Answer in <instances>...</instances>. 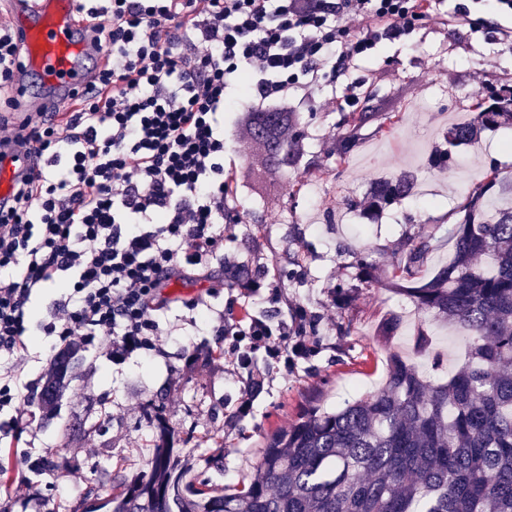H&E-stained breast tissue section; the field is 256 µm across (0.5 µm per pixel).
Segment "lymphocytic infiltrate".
<instances>
[{
  "mask_svg": "<svg viewBox=\"0 0 512 512\" xmlns=\"http://www.w3.org/2000/svg\"><path fill=\"white\" fill-rule=\"evenodd\" d=\"M443 0H77L106 46L92 94L29 118V172L0 206V354L34 333L64 345L108 340L113 364L153 350L178 281L231 273L224 227L241 221L244 158L281 142L301 153L311 111L336 109L355 61L420 25L447 22ZM60 289L33 323L44 290ZM253 382L256 355H306L287 323L216 314ZM23 386L0 376V412L18 442Z\"/></svg>",
  "mask_w": 512,
  "mask_h": 512,
  "instance_id": "obj_1",
  "label": "lymphocytic infiltrate"
}]
</instances>
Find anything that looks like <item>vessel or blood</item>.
Listing matches in <instances>:
<instances>
[{"instance_id":"vessel-or-blood-1","label":"vessel or blood","mask_w":512,"mask_h":512,"mask_svg":"<svg viewBox=\"0 0 512 512\" xmlns=\"http://www.w3.org/2000/svg\"><path fill=\"white\" fill-rule=\"evenodd\" d=\"M14 19V34L22 54L14 88L12 112L20 135L35 112L52 111L55 104L85 97L94 74L104 62V48L79 18L75 0H6ZM38 72L48 81V92L38 104L27 98L25 76ZM29 166L24 150L0 145V202L11 195L14 181Z\"/></svg>"}]
</instances>
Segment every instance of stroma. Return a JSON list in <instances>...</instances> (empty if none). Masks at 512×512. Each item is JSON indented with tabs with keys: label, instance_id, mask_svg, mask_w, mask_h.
<instances>
[{
	"label": "stroma",
	"instance_id": "35a3bbf8",
	"mask_svg": "<svg viewBox=\"0 0 512 512\" xmlns=\"http://www.w3.org/2000/svg\"><path fill=\"white\" fill-rule=\"evenodd\" d=\"M466 5L476 27L457 21L416 28L406 40L379 44L358 59L336 85V109L311 112L302 130L303 157L281 160L269 152L263 170L242 191L241 224L224 229V253L239 262L243 277L263 283L260 293L241 300L223 279L205 285L186 282L177 293L195 295L212 289L211 311H246L278 321L290 319L294 308L307 313L304 323L310 351L292 371L282 362L259 357L263 384L248 381L233 367L229 341L213 335L201 317L174 308L162 320L173 330L171 340L145 357L113 364L109 346L96 342L83 348V361L56 408L31 395L24 404L34 422L19 447L1 448L9 460L8 483L0 487V512H83L88 491L106 497L114 483L148 470L154 432L143 416L154 404L175 429L174 445L191 464L195 486L240 490L259 461L266 439L294 422L304 408L332 409L344 400L372 392L386 372L387 359L396 353L419 365L427 377L445 376L464 355L465 331L425 321L412 300L388 289L386 275L395 255L409 238L433 236L439 249L423 267L432 276L453 254L448 231L456 211L474 189L475 175L489 164L512 174V125L485 133L479 144L449 148L448 123L460 121L477 102L512 91V42L502 33L512 18L500 15L493 0H445L448 10ZM352 112L370 113V120L343 148L342 122ZM336 128L337 141L323 139L322 129ZM451 149L453 167L439 171L428 166L434 150ZM413 172L428 177L439 197L438 205L404 199L366 220L350 201H362L381 177ZM271 191L277 204L262 209L253 192ZM367 252L377 265L374 283L359 279L356 255ZM279 299L270 302V289ZM392 311L404 320L391 336L380 326ZM425 325L440 356L439 365L417 351L414 330ZM215 348L210 357L185 365L184 342ZM57 339L35 336L25 359H0L21 381H39L48 374ZM250 396L253 410L239 417V398ZM57 411L62 420L81 423L67 436L44 427L43 419ZM224 440L222 463H212L215 438ZM65 458L58 475L34 477L33 496L15 500L14 481L22 460H34L48 451Z\"/></svg>",
	"mask_w": 512,
	"mask_h": 512
}]
</instances>
